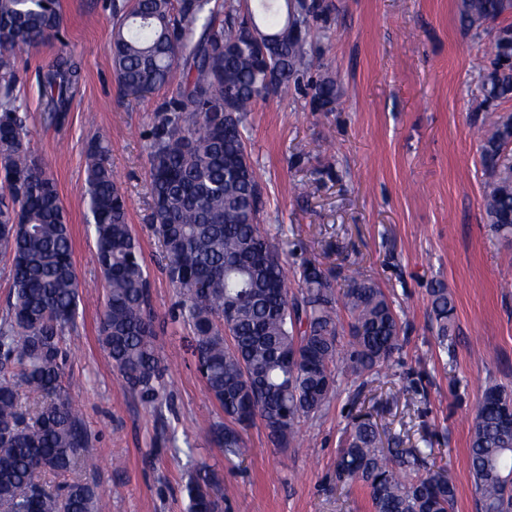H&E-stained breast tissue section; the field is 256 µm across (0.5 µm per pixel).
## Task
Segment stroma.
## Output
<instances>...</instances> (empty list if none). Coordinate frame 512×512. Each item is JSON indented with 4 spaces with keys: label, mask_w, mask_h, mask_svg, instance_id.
<instances>
[{
    "label": "stroma",
    "mask_w": 512,
    "mask_h": 512,
    "mask_svg": "<svg viewBox=\"0 0 512 512\" xmlns=\"http://www.w3.org/2000/svg\"><path fill=\"white\" fill-rule=\"evenodd\" d=\"M114 0H61L64 38L16 58L17 95L29 147L54 177L71 227L81 284L65 332L63 382L91 435L94 466L72 478L97 485L110 512H187L185 484L212 474L217 512H371L368 490L337 480L336 456L352 411L371 412L394 448L425 450L447 470L453 512H479L469 465L475 407L489 380L512 388V238L484 214L480 162L485 48L512 13L478 29L461 25L458 0H320L307 35L311 67L244 121L263 200L261 227L288 254L289 268L318 259L341 275L359 271L389 297L403 328L393 368L361 379L338 363L339 391L305 442L272 447L261 422L243 432L239 455L211 441L223 420L198 375L186 330L173 324L179 300L157 264L151 229L148 134L162 89L136 100L112 65ZM61 53L83 80L64 126L44 124L38 73ZM335 76L330 111L311 105L312 85ZM147 261L157 345L167 366L161 412L122 392L99 342L105 290L85 222V158L98 133ZM330 143L326 155L315 142ZM443 282L455 305L456 342L443 350L432 329L429 288Z\"/></svg>",
    "instance_id": "stroma-1"
}]
</instances>
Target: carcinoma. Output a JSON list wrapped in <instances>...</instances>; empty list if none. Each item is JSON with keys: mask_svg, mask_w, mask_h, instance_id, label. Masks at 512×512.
<instances>
[{"mask_svg": "<svg viewBox=\"0 0 512 512\" xmlns=\"http://www.w3.org/2000/svg\"><path fill=\"white\" fill-rule=\"evenodd\" d=\"M321 5L254 0L240 21L225 0H124L114 5L111 53L119 85L136 99L172 88L152 115L148 145L152 225L164 270L181 300L173 319L191 332V353L210 397L224 412L212 441L229 455L241 429L260 421L279 449L299 442L298 423L313 418L337 391L336 363L356 376L389 367L401 324L384 291L358 272L336 275L311 260L288 289L287 260L259 229L262 205L247 150V113L309 66L307 29ZM463 26L480 28L512 12V0H459ZM60 0H0V248L11 257L13 300L0 320V512H108L104 494L82 481L52 493L39 472L66 477L91 437L62 384L64 331L75 316L78 282L67 218L55 181L26 145L14 59L61 39ZM481 76V156L488 175L484 211L492 232L512 237V114L491 110L512 98V27L488 47ZM82 80L79 62L59 56L39 74L45 121L59 126ZM322 111L339 94L336 78L312 86ZM100 137L86 158L87 223L106 301L99 342L121 389L154 410L162 406L165 365L157 347L149 276L129 224L127 201L104 162ZM438 344L449 349L455 304L448 289H430ZM351 317L341 351L340 310ZM42 403L32 416L22 396ZM421 451L386 448L369 414L355 417L336 459L342 480L362 483L373 512H450L455 488L446 470L419 473ZM470 470L481 512H512V392L484 389L471 428ZM188 512H215L200 475L186 484Z\"/></svg>", "mask_w": 512, "mask_h": 512, "instance_id": "carcinoma-1", "label": "carcinoma"}]
</instances>
